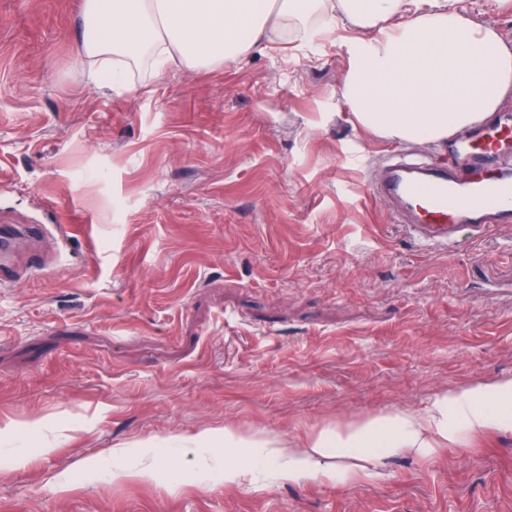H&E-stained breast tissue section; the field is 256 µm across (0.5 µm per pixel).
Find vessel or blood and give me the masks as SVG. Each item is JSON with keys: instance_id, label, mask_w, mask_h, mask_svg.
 I'll list each match as a JSON object with an SVG mask.
<instances>
[{"instance_id": "vessel-or-blood-1", "label": "vessel or blood", "mask_w": 512, "mask_h": 512, "mask_svg": "<svg viewBox=\"0 0 512 512\" xmlns=\"http://www.w3.org/2000/svg\"><path fill=\"white\" fill-rule=\"evenodd\" d=\"M375 196L388 201L395 223L418 245L444 251L457 246L461 227L484 234L512 223V135L478 128L447 164L400 153L387 158ZM41 225L0 227V250L29 242Z\"/></svg>"}]
</instances>
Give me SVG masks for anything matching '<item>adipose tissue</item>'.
I'll return each mask as SVG.
<instances>
[{
  "instance_id": "ef3b65f1",
  "label": "adipose tissue",
  "mask_w": 512,
  "mask_h": 512,
  "mask_svg": "<svg viewBox=\"0 0 512 512\" xmlns=\"http://www.w3.org/2000/svg\"><path fill=\"white\" fill-rule=\"evenodd\" d=\"M344 15L353 36L340 97L354 123L379 135L437 143L483 121L512 96V42L477 23L459 0H83L84 59L120 82L130 63L150 59L155 76L239 60L281 33L289 19L317 17L304 32L322 41ZM512 431V377L459 386L423 410L394 409L312 430L298 442L228 427L171 440L182 456L221 444L261 457L271 471L300 470L346 481L375 455L426 453L467 437Z\"/></svg>"
}]
</instances>
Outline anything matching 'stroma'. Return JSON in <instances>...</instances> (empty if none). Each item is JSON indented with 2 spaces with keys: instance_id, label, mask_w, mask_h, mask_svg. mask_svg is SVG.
<instances>
[{
  "instance_id": "obj_1",
  "label": "stroma",
  "mask_w": 512,
  "mask_h": 512,
  "mask_svg": "<svg viewBox=\"0 0 512 512\" xmlns=\"http://www.w3.org/2000/svg\"><path fill=\"white\" fill-rule=\"evenodd\" d=\"M83 0H0V512H512V432L336 483L224 480L171 437L294 441L512 376V225L420 250L371 192L402 141L354 125L331 35L95 86ZM157 458L153 479H112ZM44 233L41 224L32 225H3L0 232V253L1 249L8 251L14 247L16 240L28 243L36 234Z\"/></svg>"
}]
</instances>
